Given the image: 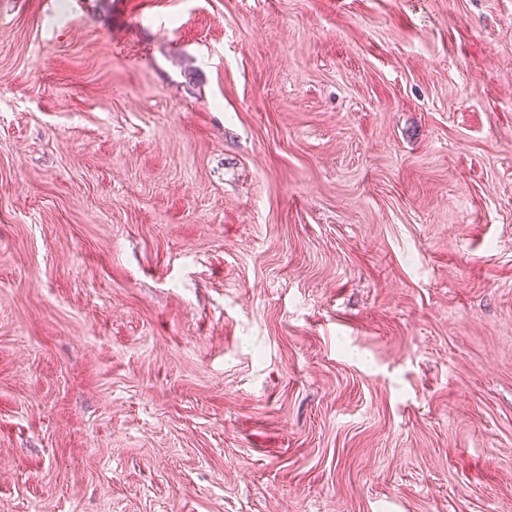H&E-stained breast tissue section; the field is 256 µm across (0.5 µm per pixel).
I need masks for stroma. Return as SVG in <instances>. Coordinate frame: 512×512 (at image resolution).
Masks as SVG:
<instances>
[{"label": "stroma", "mask_w": 512, "mask_h": 512, "mask_svg": "<svg viewBox=\"0 0 512 512\" xmlns=\"http://www.w3.org/2000/svg\"><path fill=\"white\" fill-rule=\"evenodd\" d=\"M0 512H512V0H0Z\"/></svg>", "instance_id": "stroma-1"}]
</instances>
